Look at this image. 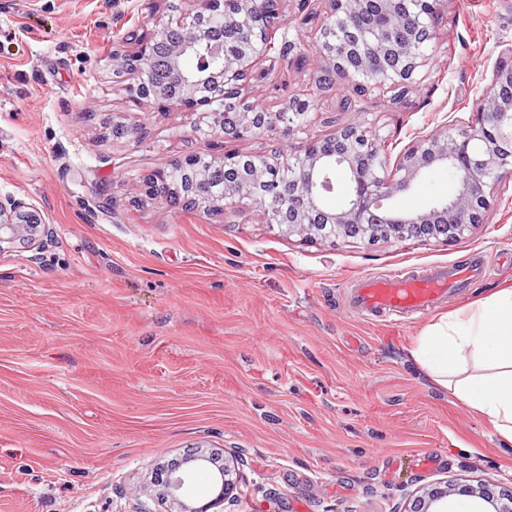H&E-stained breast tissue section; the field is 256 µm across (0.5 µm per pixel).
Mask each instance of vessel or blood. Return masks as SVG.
Listing matches in <instances>:
<instances>
[{"label": "vessel or blood", "instance_id": "obj_1", "mask_svg": "<svg viewBox=\"0 0 512 512\" xmlns=\"http://www.w3.org/2000/svg\"><path fill=\"white\" fill-rule=\"evenodd\" d=\"M480 272L475 264H448L416 273L397 270L385 275L364 276L352 282V299L364 317L400 326L446 303L449 294L468 287Z\"/></svg>", "mask_w": 512, "mask_h": 512}]
</instances>
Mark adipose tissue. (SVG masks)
Masks as SVG:
<instances>
[{
  "label": "adipose tissue",
  "instance_id": "adipose-tissue-1",
  "mask_svg": "<svg viewBox=\"0 0 512 512\" xmlns=\"http://www.w3.org/2000/svg\"><path fill=\"white\" fill-rule=\"evenodd\" d=\"M412 358L512 443V288L441 316L420 336Z\"/></svg>",
  "mask_w": 512,
  "mask_h": 512
}]
</instances>
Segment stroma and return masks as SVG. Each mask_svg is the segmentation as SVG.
<instances>
[{
	"mask_svg": "<svg viewBox=\"0 0 512 512\" xmlns=\"http://www.w3.org/2000/svg\"><path fill=\"white\" fill-rule=\"evenodd\" d=\"M151 0H0V197L51 229L0 252V512H138L154 474L189 451L242 458L223 512H391L418 488L484 481L512 492V444L410 356L423 330L512 285V178L483 224L445 244L301 242L242 201L203 212L151 200L142 178L185 155L294 153L339 125L368 127L389 157L471 118L512 57V0H450L432 65L392 108L346 83L304 130L225 140L198 116L128 101L113 47ZM270 107L314 89L313 25ZM145 131L113 138V123ZM446 168L401 197L447 199ZM481 260L472 288L400 327L349 303L354 278ZM438 456L430 471L419 459Z\"/></svg>",
	"mask_w": 512,
	"mask_h": 512,
	"instance_id": "obj_1",
	"label": "stroma"
}]
</instances>
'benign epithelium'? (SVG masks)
Returning <instances> with one entry per match:
<instances>
[{"label":"benign epithelium","mask_w":512,"mask_h":512,"mask_svg":"<svg viewBox=\"0 0 512 512\" xmlns=\"http://www.w3.org/2000/svg\"><path fill=\"white\" fill-rule=\"evenodd\" d=\"M190 9L176 21L156 19L154 27L135 37L132 60L112 57L113 71H131L125 85L135 103L144 100L176 104L199 112L205 125L225 139L240 140L281 129L293 133L307 127L314 113L311 101L293 97L287 112H270L244 94L256 77L266 75L275 62L272 37L286 27V0H189ZM448 13V0H325L322 12L301 17L307 25L320 23L317 54L322 60L315 84L326 91L352 82L360 91L388 87L392 101L402 103L418 84L416 73L428 64V48L436 38V24ZM219 16L238 32V43L224 47L219 64L207 61L190 72L187 57L209 47L202 42V23ZM165 44L164 57L156 54ZM512 62L499 63L488 87L475 98L471 120L440 129L389 162L379 139L356 123L311 141L299 154L270 151L253 161L251 183L228 180L224 192L205 194L201 187L211 170L235 161L236 154L208 158L197 154L156 170L145 182V197L181 196L205 211H225L235 200L247 199L258 216L273 223L270 203L279 197L277 171L288 173V217L279 223L285 232L305 241L353 239L374 245L380 241L425 237L453 242L483 222L489 198L505 175H512ZM343 166L350 174L346 203L339 210L325 207L334 191L331 174ZM455 169L456 194L447 201L414 212L395 205L426 173ZM261 184L274 197L259 198L251 185ZM48 225L15 199H0V251L4 245L33 244L48 236ZM213 470L219 492L195 507L185 501V486L194 470ZM230 464L216 465L213 457L188 453L171 468L161 498L172 512H210L235 489ZM462 493L478 498L491 512H512V494L505 498L485 487H466ZM448 490H432L418 498L410 512H448Z\"/></svg>","instance_id":"obj_1"}]
</instances>
